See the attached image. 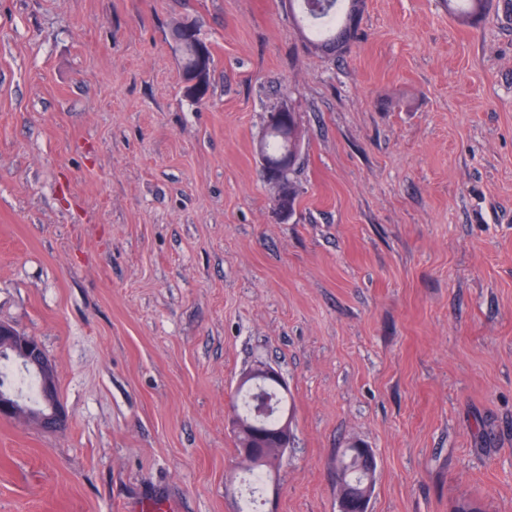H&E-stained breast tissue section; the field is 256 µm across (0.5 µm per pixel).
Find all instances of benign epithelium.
<instances>
[{
  "label": "benign epithelium",
  "mask_w": 512,
  "mask_h": 512,
  "mask_svg": "<svg viewBox=\"0 0 512 512\" xmlns=\"http://www.w3.org/2000/svg\"><path fill=\"white\" fill-rule=\"evenodd\" d=\"M263 177L269 185L278 186L283 176L288 174L289 159H284L278 170L270 169L267 162H262ZM0 350L10 357L23 371L34 374L40 384V405L30 408L23 398L15 393L0 396V419L21 417L33 424L52 429L64 424L67 419L66 410L57 397V378L55 362L47 355L40 341L34 336H25L9 324L0 322ZM256 376L282 382V377L273 366L260 363L256 368L244 374L237 387L247 386ZM278 447L242 448L241 460L249 466H260L269 462L271 454L283 457L292 442L291 419L285 417L277 430Z\"/></svg>",
  "instance_id": "7a95c632"
}]
</instances>
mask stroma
<instances>
[{"label": "stroma", "mask_w": 512, "mask_h": 512, "mask_svg": "<svg viewBox=\"0 0 512 512\" xmlns=\"http://www.w3.org/2000/svg\"><path fill=\"white\" fill-rule=\"evenodd\" d=\"M283 107L285 221L258 153ZM0 321L68 414L0 419V512H237L260 362L295 437L262 512H337L354 441L370 512H512V17L365 0L332 56L288 0H0ZM206 48H207V55H206V50L203 46V42L201 40H199V45H198L199 67L197 70V77L198 78L201 77L205 62L207 61L205 79H204L202 85L199 87H196L194 89V91H190L191 89L188 88L189 91L186 92L187 96L195 101H199V100H202L203 98H205L208 94L209 87H210L209 81H210V72H211V68L213 65V59H212L211 51L207 45H206ZM206 58H207V60H206ZM281 112V114L275 116L274 120L288 115V126L267 125L264 136V149L266 154L269 156L270 162H275L277 158L285 154L287 151L288 157L284 159L282 164L279 166V169L276 171L271 170L267 161L264 160L262 162V172L264 179L267 180L271 186L280 185L283 181V176L288 174L285 178V187L282 198H278V202L281 205L288 202V207H279L280 216L283 219H287L291 215L290 211H292L296 199V186L289 175L290 172L293 171L298 160L301 136L294 112H288L287 108H282ZM294 155H296V157L294 158L291 168L288 170V158H291ZM288 208L290 211H288ZM357 447L358 461L360 465L364 460H367L372 465L377 463V457L371 448H366L358 444ZM351 448H353L352 445L344 448L338 455L340 466L336 470V493L338 494L341 491H348L352 499L356 501L359 499L357 494L358 490H361V486L368 479L374 481L377 469L374 472L372 471V468L368 470L369 474L373 472L371 476L363 474V469L359 466V463L354 464L351 462ZM372 488L373 485L369 484L367 488H365V490L362 492V495L359 499L361 506L356 512L369 511ZM337 500L338 512H352L351 509H348L349 498L345 496V494L339 493L337 495Z\"/></svg>", "instance_id": "stroma-1"}]
</instances>
